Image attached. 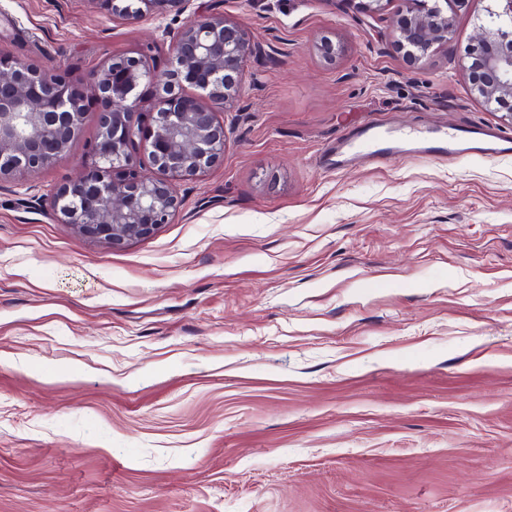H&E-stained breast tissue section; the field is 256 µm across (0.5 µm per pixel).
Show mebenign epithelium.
Here are the masks:
<instances>
[{"label": "benign epithelium", "mask_w": 512, "mask_h": 512, "mask_svg": "<svg viewBox=\"0 0 512 512\" xmlns=\"http://www.w3.org/2000/svg\"><path fill=\"white\" fill-rule=\"evenodd\" d=\"M101 2L114 15L136 19L167 7L182 10L189 0H140L135 12L120 10L117 0ZM402 2L405 13L393 39L416 63L452 40L465 0H444L445 11L431 0ZM504 2L500 11L487 7L459 68L484 110L512 122V0ZM257 50L244 28L222 16L198 12L189 19L172 42L174 66L147 138L153 176L141 174L133 158L141 134L138 89L154 82L150 50L106 62L92 77L104 104L98 138L84 173L53 194L59 221L114 249L169 223L181 205L175 183L224 161L228 137L218 114L239 95L245 62ZM186 87L193 92H184ZM83 107L84 96L68 78L0 52V178L52 165L77 138Z\"/></svg>", "instance_id": "benign-epithelium-1"}]
</instances>
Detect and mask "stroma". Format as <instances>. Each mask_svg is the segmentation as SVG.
I'll return each mask as SVG.
<instances>
[{"instance_id":"obj_1","label":"stroma","mask_w":512,"mask_h":512,"mask_svg":"<svg viewBox=\"0 0 512 512\" xmlns=\"http://www.w3.org/2000/svg\"><path fill=\"white\" fill-rule=\"evenodd\" d=\"M486 4L413 63L400 0H0V49L87 98L66 153L0 180V512H512V155L325 163L373 120L512 133L457 66ZM198 7L261 46L223 162L151 236L81 238L51 196L93 74L148 46L163 84ZM110 6L113 15H118L127 19H136L141 16L154 15L161 13L166 7H176L179 10H183L185 5L190 0H140L143 7H139L135 12H126L119 9V6L115 3L117 0H97Z\"/></svg>"}]
</instances>
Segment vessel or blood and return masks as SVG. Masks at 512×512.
<instances>
[{
  "mask_svg": "<svg viewBox=\"0 0 512 512\" xmlns=\"http://www.w3.org/2000/svg\"><path fill=\"white\" fill-rule=\"evenodd\" d=\"M509 152H512V140L499 132L474 127L400 134L393 128L372 122L361 133L346 134L336 141V161L340 164L355 159L379 164L388 158L403 155L434 160H464L477 154L495 159Z\"/></svg>",
  "mask_w": 512,
  "mask_h": 512,
  "instance_id": "obj_1",
  "label": "vessel or blood"
}]
</instances>
